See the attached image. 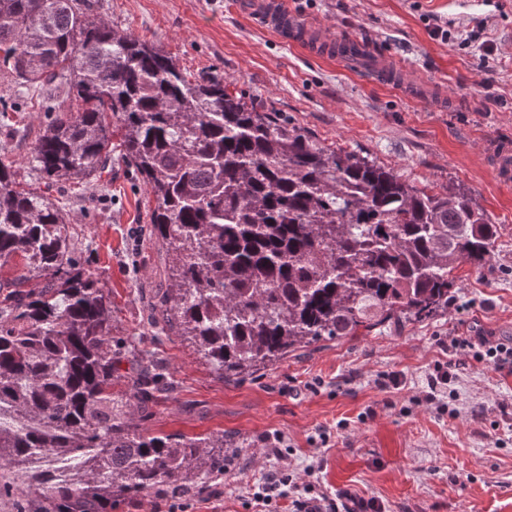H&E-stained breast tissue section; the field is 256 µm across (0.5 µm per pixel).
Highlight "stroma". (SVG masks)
I'll return each instance as SVG.
<instances>
[{"instance_id": "1", "label": "stroma", "mask_w": 512, "mask_h": 512, "mask_svg": "<svg viewBox=\"0 0 512 512\" xmlns=\"http://www.w3.org/2000/svg\"><path fill=\"white\" fill-rule=\"evenodd\" d=\"M113 27L160 44L188 72L215 71L325 144L367 153L407 181L462 187L501 224L492 267L458 270L447 312L432 320L319 343L234 382L176 336L153 333L143 292L164 284L165 260L140 233L150 197L133 169L113 160L93 185L61 188L85 258L112 300V334L167 366L175 390L144 425L156 434H224L239 449L219 490L185 512H252L248 491L275 466L263 439L282 436L298 483L337 501L374 500L385 512H512V373L445 352L454 337L512 341V186L496 181L488 145L512 141V4L501 0H305L302 19L378 43L411 79L440 89L446 109L365 81L308 55L235 11L233 0H95ZM484 32L469 46L432 25ZM17 126L0 145L25 155L44 126L38 99L17 102ZM449 363V407L413 403L436 361ZM400 375V389L382 387ZM320 469L307 475L312 463Z\"/></svg>"}]
</instances>
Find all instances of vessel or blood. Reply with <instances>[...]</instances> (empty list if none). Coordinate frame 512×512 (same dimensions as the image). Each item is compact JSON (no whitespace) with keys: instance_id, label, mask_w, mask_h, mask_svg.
I'll use <instances>...</instances> for the list:
<instances>
[{"instance_id":"b4317fda","label":"vessel or blood","mask_w":512,"mask_h":512,"mask_svg":"<svg viewBox=\"0 0 512 512\" xmlns=\"http://www.w3.org/2000/svg\"><path fill=\"white\" fill-rule=\"evenodd\" d=\"M238 9L258 26L277 34L282 40L298 46L310 55L345 65L371 62L375 81L398 86L409 97H421L423 86L399 78L401 63L386 52L373 48L351 36L328 35L322 26L301 22L288 7V0H239ZM488 157L496 180L512 183V144L500 142L490 148Z\"/></svg>"}]
</instances>
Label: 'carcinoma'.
Returning a JSON list of instances; mask_svg holds the SVG:
<instances>
[{
	"mask_svg": "<svg viewBox=\"0 0 512 512\" xmlns=\"http://www.w3.org/2000/svg\"><path fill=\"white\" fill-rule=\"evenodd\" d=\"M0 78L51 112L25 159L0 154V269H14L0 278V498L14 512L188 500L229 461L222 434L154 435L136 420L165 394L164 368L143 354L120 373L103 279L53 195L96 179L112 153L152 196L169 263L149 326L226 381L431 319L460 265L483 269L497 248L501 225L463 188L324 145L223 75L189 74L115 29L93 0H0ZM62 93L74 107L57 106Z\"/></svg>",
	"mask_w": 512,
	"mask_h": 512,
	"instance_id": "carcinoma-1",
	"label": "carcinoma"
}]
</instances>
